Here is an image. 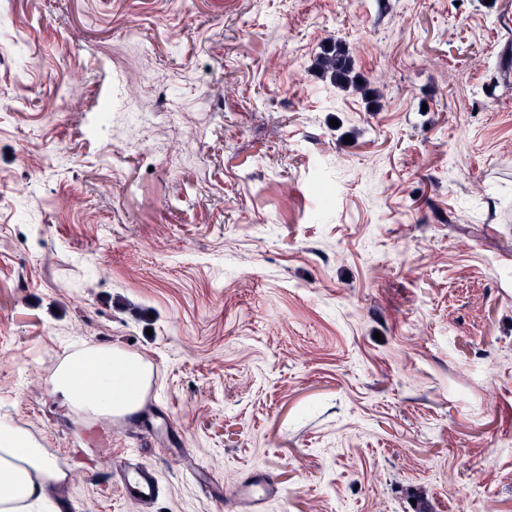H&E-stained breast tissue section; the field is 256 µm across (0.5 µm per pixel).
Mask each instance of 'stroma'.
<instances>
[{
    "label": "stroma",
    "instance_id": "stroma-1",
    "mask_svg": "<svg viewBox=\"0 0 512 512\" xmlns=\"http://www.w3.org/2000/svg\"><path fill=\"white\" fill-rule=\"evenodd\" d=\"M83 343L136 413L64 405ZM1 422L32 512H512V0H0ZM86 366L93 372L82 378ZM143 374L139 360L117 348L84 344L59 366L52 382L72 410L112 416L136 409ZM67 478L56 458L27 431L0 424V511L25 512ZM119 478L125 493L140 504L152 503L159 495L160 484L149 466L133 465L130 454L119 465ZM278 484L264 470L257 469L236 491L235 505L240 512H265L267 504L279 496Z\"/></svg>",
    "mask_w": 512,
    "mask_h": 512
}]
</instances>
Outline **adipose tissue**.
I'll return each mask as SVG.
<instances>
[{"mask_svg": "<svg viewBox=\"0 0 512 512\" xmlns=\"http://www.w3.org/2000/svg\"><path fill=\"white\" fill-rule=\"evenodd\" d=\"M144 369L139 360L109 347L83 345L56 370L52 382L78 412H133ZM67 477L27 431L0 424V512H28Z\"/></svg>", "mask_w": 512, "mask_h": 512, "instance_id": "1", "label": "adipose tissue"}]
</instances>
